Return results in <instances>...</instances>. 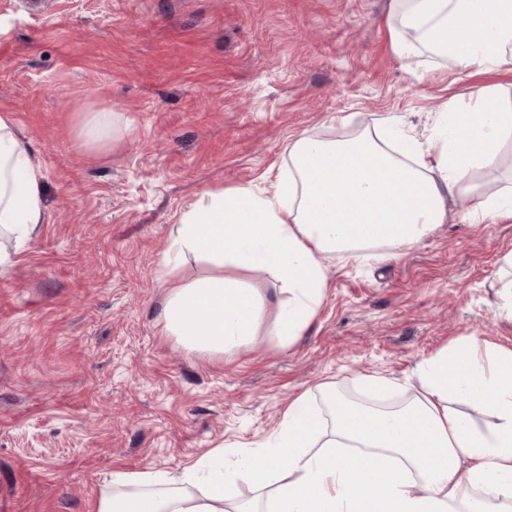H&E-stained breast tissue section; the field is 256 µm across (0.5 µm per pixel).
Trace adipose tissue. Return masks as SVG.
Returning <instances> with one entry per match:
<instances>
[{"label": "adipose tissue", "instance_id": "ef3b65f1", "mask_svg": "<svg viewBox=\"0 0 512 512\" xmlns=\"http://www.w3.org/2000/svg\"><path fill=\"white\" fill-rule=\"evenodd\" d=\"M394 54L423 55L478 78L468 99L449 101L434 131L383 121L376 131L301 133L269 186L204 191L182 211L164 257L160 321L187 351L223 356L261 327L288 348L326 295L323 261L390 260L438 226L512 218V187L481 193L461 217L447 199L474 169L512 145V0H391ZM44 175L14 121L0 115V267L46 219ZM208 272L185 280L187 258ZM280 285L268 298L244 272ZM273 323H266L267 312ZM404 407L351 402L328 384L300 393L242 471L273 491L271 512H503L512 503V348L462 339L418 366ZM223 471L198 463L177 472L112 473L96 512H224Z\"/></svg>", "mask_w": 512, "mask_h": 512}]
</instances>
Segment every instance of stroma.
<instances>
[{"label":"stroma","mask_w":512,"mask_h":512,"mask_svg":"<svg viewBox=\"0 0 512 512\" xmlns=\"http://www.w3.org/2000/svg\"><path fill=\"white\" fill-rule=\"evenodd\" d=\"M390 0H0V114L44 179L45 224L0 272V512H95L116 471H178L264 445L301 392L401 397L454 342L512 348L497 319L512 220L443 224L398 258L327 260L319 313L217 359L159 322L163 252L203 191L262 184L301 132L385 117L429 132L475 81L391 47ZM129 123L89 151L90 113ZM349 117L341 125L340 117ZM366 392L374 398H380L388 393L397 390L400 385L390 378L379 375H368L360 379Z\"/></svg>","instance_id":"obj_1"}]
</instances>
